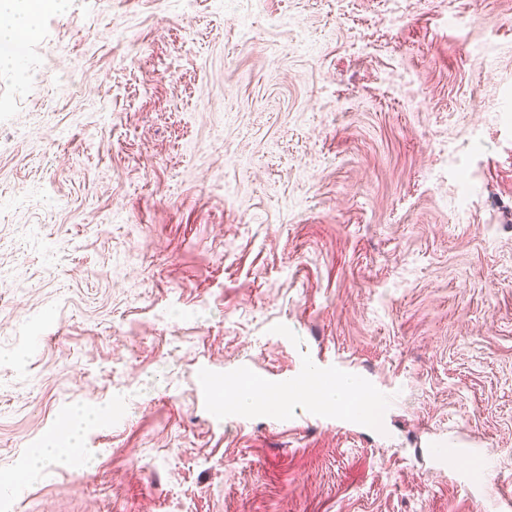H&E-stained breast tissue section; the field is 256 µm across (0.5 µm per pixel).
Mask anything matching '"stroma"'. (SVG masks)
Returning <instances> with one entry per match:
<instances>
[{"instance_id":"1","label":"stroma","mask_w":512,"mask_h":512,"mask_svg":"<svg viewBox=\"0 0 512 512\" xmlns=\"http://www.w3.org/2000/svg\"><path fill=\"white\" fill-rule=\"evenodd\" d=\"M321 356L378 419L201 393ZM83 410L87 466L22 471ZM16 473L0 512H512V0L45 12L0 79Z\"/></svg>"}]
</instances>
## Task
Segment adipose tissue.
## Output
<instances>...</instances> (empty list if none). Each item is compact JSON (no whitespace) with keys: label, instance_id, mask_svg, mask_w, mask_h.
Wrapping results in <instances>:
<instances>
[{"label":"adipose tissue","instance_id":"obj_1","mask_svg":"<svg viewBox=\"0 0 512 512\" xmlns=\"http://www.w3.org/2000/svg\"><path fill=\"white\" fill-rule=\"evenodd\" d=\"M69 0H0V77L24 67L29 39L40 16L48 10L61 11Z\"/></svg>","mask_w":512,"mask_h":512}]
</instances>
